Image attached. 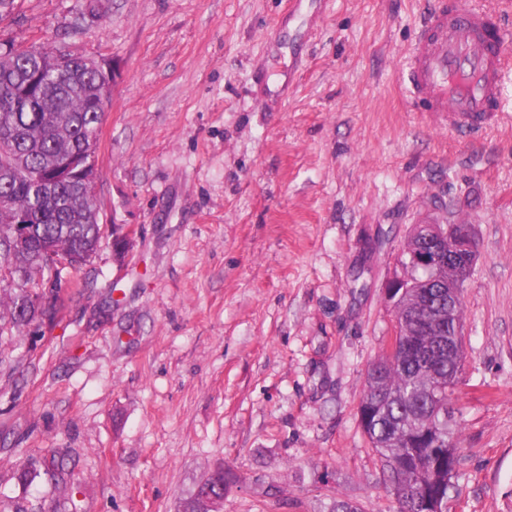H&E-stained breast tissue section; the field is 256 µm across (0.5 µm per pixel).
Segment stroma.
Returning <instances> with one entry per match:
<instances>
[{"label": "stroma", "mask_w": 512, "mask_h": 512, "mask_svg": "<svg viewBox=\"0 0 512 512\" xmlns=\"http://www.w3.org/2000/svg\"><path fill=\"white\" fill-rule=\"evenodd\" d=\"M426 0H14L0 42L114 64L102 246L55 323L0 342V512H397L358 406L418 225L471 224L448 512H512V69L442 128L399 72ZM130 232L124 262L113 233ZM221 496L218 497L211 493L209 487H204V482L201 483L197 489L196 494L200 495V498L206 505L207 511H222V505L224 502V492H220ZM199 496L194 495L186 502L184 512H201L205 511L201 499Z\"/></svg>", "instance_id": "stroma-1"}]
</instances>
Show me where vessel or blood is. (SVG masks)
Here are the masks:
<instances>
[{
    "mask_svg": "<svg viewBox=\"0 0 512 512\" xmlns=\"http://www.w3.org/2000/svg\"><path fill=\"white\" fill-rule=\"evenodd\" d=\"M494 16L463 0H434L423 13L400 79L423 111L478 133L502 117L506 60Z\"/></svg>",
    "mask_w": 512,
    "mask_h": 512,
    "instance_id": "vessel-or-blood-1",
    "label": "vessel or blood"
}]
</instances>
